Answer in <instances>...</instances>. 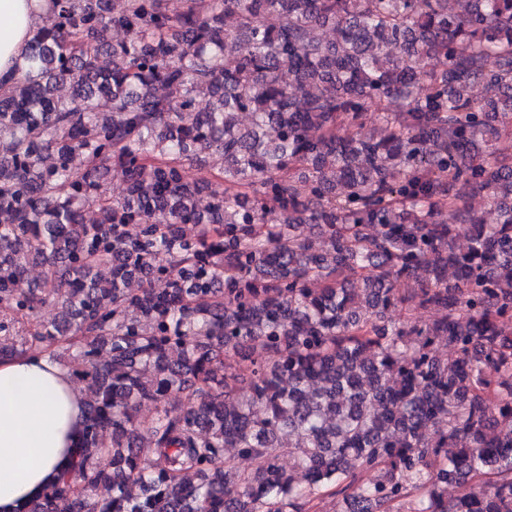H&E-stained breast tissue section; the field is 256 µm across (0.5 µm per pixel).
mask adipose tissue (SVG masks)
Returning <instances> with one entry per match:
<instances>
[{
	"mask_svg": "<svg viewBox=\"0 0 512 512\" xmlns=\"http://www.w3.org/2000/svg\"><path fill=\"white\" fill-rule=\"evenodd\" d=\"M46 14L45 0H0V90ZM83 410L70 369L46 356L0 359V512H25L67 467Z\"/></svg>",
	"mask_w": 512,
	"mask_h": 512,
	"instance_id": "1",
	"label": "adipose tissue"
}]
</instances>
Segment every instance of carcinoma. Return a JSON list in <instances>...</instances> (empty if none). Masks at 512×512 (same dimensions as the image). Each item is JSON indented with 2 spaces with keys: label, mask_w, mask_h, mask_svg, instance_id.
I'll return each mask as SVG.
<instances>
[{
  "label": "carcinoma",
  "mask_w": 512,
  "mask_h": 512,
  "mask_svg": "<svg viewBox=\"0 0 512 512\" xmlns=\"http://www.w3.org/2000/svg\"><path fill=\"white\" fill-rule=\"evenodd\" d=\"M48 2L0 95V359L86 402L27 512H512V0Z\"/></svg>",
  "instance_id": "carcinoma-1"
}]
</instances>
